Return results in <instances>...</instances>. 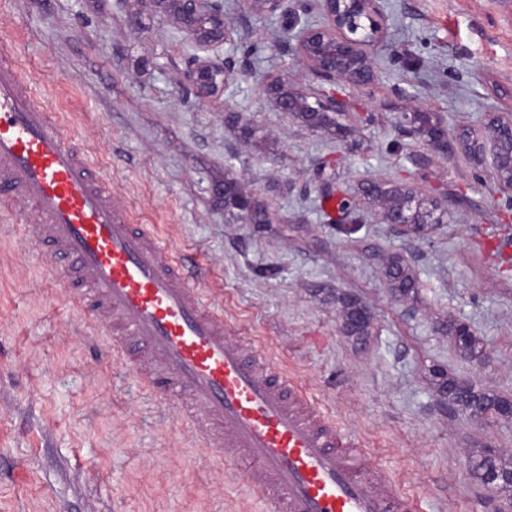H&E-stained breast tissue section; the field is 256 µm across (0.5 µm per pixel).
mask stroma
Here are the masks:
<instances>
[{
  "label": "stroma",
  "instance_id": "1",
  "mask_svg": "<svg viewBox=\"0 0 512 512\" xmlns=\"http://www.w3.org/2000/svg\"><path fill=\"white\" fill-rule=\"evenodd\" d=\"M241 71L232 100L198 97L194 54L148 0H0V48L78 135L114 201L154 228L210 307L287 369L369 448L367 466L417 497L420 512H498L505 496L472 475L483 445L512 457V415L469 422L437 406L436 370L512 399V190L460 149L427 151L400 125L410 104L446 116L451 139H487V113L512 106V0H381L379 84H336L351 103L339 138L274 111L263 88H308L286 48L314 0L276 14L221 0ZM336 189L321 187L322 165ZM233 178L268 213L241 223ZM408 183L449 218L421 239L395 233L383 204L336 210L360 185ZM29 212L0 213V512H263L247 480L183 426L122 364L94 347L103 316L71 307L50 247L25 237ZM413 277H386L392 258ZM370 307L360 335L341 300ZM485 353H461L449 318Z\"/></svg>",
  "mask_w": 512,
  "mask_h": 512
}]
</instances>
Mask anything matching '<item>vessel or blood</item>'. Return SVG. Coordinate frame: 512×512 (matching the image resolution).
Segmentation results:
<instances>
[{
    "mask_svg": "<svg viewBox=\"0 0 512 512\" xmlns=\"http://www.w3.org/2000/svg\"><path fill=\"white\" fill-rule=\"evenodd\" d=\"M35 210L72 303L106 316L114 359L176 405L208 447L244 472L269 512H417L415 500L361 469L348 441L285 369L231 335L180 259L112 202L72 131L0 53V209Z\"/></svg>",
    "mask_w": 512,
    "mask_h": 512,
    "instance_id": "obj_1",
    "label": "vessel or blood"
}]
</instances>
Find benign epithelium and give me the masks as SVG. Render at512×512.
Masks as SVG:
<instances>
[{"mask_svg": "<svg viewBox=\"0 0 512 512\" xmlns=\"http://www.w3.org/2000/svg\"><path fill=\"white\" fill-rule=\"evenodd\" d=\"M326 19L321 27L303 26L295 36V49L306 62L310 75L320 84L338 81L364 86L381 79L383 68L375 48L382 42L384 31L378 20L380 0H316ZM155 11L163 16L172 15L180 23L184 36L195 43L203 56L192 58L185 80L198 94L210 96L227 93L236 84L239 70L234 59L220 52L221 47L233 41L232 31L224 23V12L219 0H150ZM264 95L277 112L300 120L313 132L335 128L332 114L345 111V103L324 89L317 90L315 103L309 95L295 88L286 76L269 82ZM409 133L425 143L434 152L448 155L447 120L434 112L413 106L402 113ZM492 132L493 167L501 184L512 190V113H495L487 123ZM465 152L476 165L484 161V144L477 139L464 140ZM224 208L239 211L244 224L263 223V212L249 197L240 192L229 180H224ZM447 211L440 210L434 198H422L413 188L394 190L385 207V222L401 236H420L432 232L445 223ZM387 275L395 290L413 286L407 265L395 259ZM355 313L347 320L351 328L363 329L373 319L371 310L351 297ZM437 404L443 409L457 405L467 419L484 422L506 412L512 414V399L492 409L483 410L474 396L473 381L469 378L450 377L439 373ZM487 483L498 488L512 487V469L497 464L498 454L485 452Z\"/></svg>", "mask_w": 512, "mask_h": 512, "instance_id": "obj_1", "label": "benign epithelium"}]
</instances>
